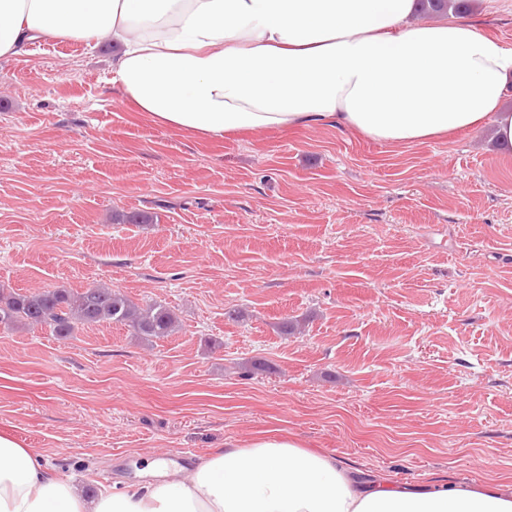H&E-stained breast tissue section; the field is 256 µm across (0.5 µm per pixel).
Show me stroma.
Returning a JSON list of instances; mask_svg holds the SVG:
<instances>
[{
  "label": "stroma",
  "mask_w": 512,
  "mask_h": 512,
  "mask_svg": "<svg viewBox=\"0 0 512 512\" xmlns=\"http://www.w3.org/2000/svg\"><path fill=\"white\" fill-rule=\"evenodd\" d=\"M465 17L512 45V0ZM112 51L0 60V289L106 284L181 327H0V433L93 489L271 432L398 484L512 486V153L486 129L197 138L125 102Z\"/></svg>",
  "instance_id": "obj_1"
}]
</instances>
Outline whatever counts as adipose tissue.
<instances>
[{
  "mask_svg": "<svg viewBox=\"0 0 512 512\" xmlns=\"http://www.w3.org/2000/svg\"><path fill=\"white\" fill-rule=\"evenodd\" d=\"M415 0H0V58L110 38L112 81L157 124L203 138L333 123L388 145L491 125L512 151V46ZM95 495L0 434V512H512V487L356 479L278 436Z\"/></svg>",
  "mask_w": 512,
  "mask_h": 512,
  "instance_id": "adipose-tissue-1",
  "label": "adipose tissue"
}]
</instances>
